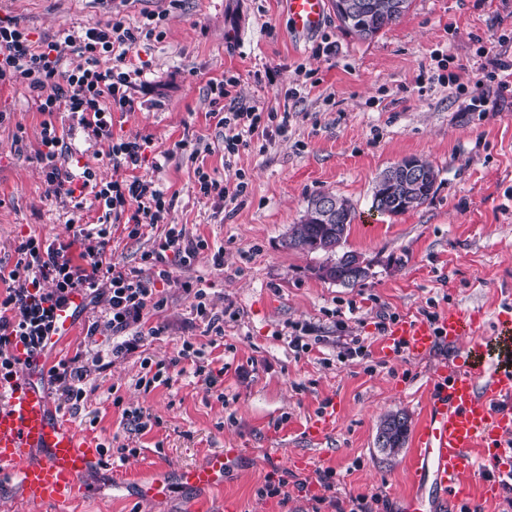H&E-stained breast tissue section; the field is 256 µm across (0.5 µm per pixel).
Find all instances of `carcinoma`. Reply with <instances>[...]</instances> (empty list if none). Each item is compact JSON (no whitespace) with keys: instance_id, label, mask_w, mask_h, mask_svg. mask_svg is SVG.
Segmentation results:
<instances>
[{"instance_id":"1","label":"carcinoma","mask_w":512,"mask_h":512,"mask_svg":"<svg viewBox=\"0 0 512 512\" xmlns=\"http://www.w3.org/2000/svg\"><path fill=\"white\" fill-rule=\"evenodd\" d=\"M371 10L362 22L347 23L338 18L341 25L360 39H371L384 28L398 21L410 9L411 0H402L403 7L394 9L395 0H365ZM427 178L417 181L415 179H397L388 177L391 169H386L376 180L372 194L371 209L381 215L402 214L423 205L435 193V186L439 177V170L428 160H423ZM323 197L334 202L338 210V218L327 222L304 219L298 224L291 225L283 246L289 250L303 253H322L326 256L319 269L326 271L322 279L353 287L360 283L358 279L345 276L340 266L341 258L346 255L355 256V253L339 252L346 240L350 225L356 219V211L349 200L340 196L325 193ZM395 423V431L390 440L389 450L397 453L404 445L408 432V418L403 413H389L384 416L383 422Z\"/></svg>"}]
</instances>
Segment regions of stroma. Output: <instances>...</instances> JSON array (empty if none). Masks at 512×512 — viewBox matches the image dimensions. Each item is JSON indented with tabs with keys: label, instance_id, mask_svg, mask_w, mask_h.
<instances>
[{
	"label": "stroma",
	"instance_id": "obj_1",
	"mask_svg": "<svg viewBox=\"0 0 512 512\" xmlns=\"http://www.w3.org/2000/svg\"><path fill=\"white\" fill-rule=\"evenodd\" d=\"M164 14L162 40L136 46L126 61L142 65L129 112H113L114 137L146 135L169 151L161 168L145 161L137 176L172 196L166 224L137 238L114 233L113 261L142 266V256L163 237L167 224L182 225L207 241L193 264L176 268L162 294L166 306L148 317L163 326L134 353L106 370L96 355L111 351L106 302H91L76 316V329L49 352L51 364L81 355L91 369L80 407L67 419L100 443L135 448L125 467L157 463L183 467L219 448L240 455L222 486L207 491L208 512H336L337 501L361 495L387 512H402L413 491V442L392 454L378 448L377 430L389 412L408 415L418 429L426 412L431 377L452 364L457 348L439 344L424 359L383 356L375 324L380 315L419 318L421 310L456 307L491 322L512 305V92L490 99L486 111L468 108L472 79L489 63L488 40L505 37L512 60V0H412L409 11L374 39L362 40L328 13L324 27L305 39L289 27L287 0H0V20L33 37L81 32L113 16L137 24L143 13ZM332 42V55L318 46ZM458 74L460 90L437 80L440 68ZM315 83L299 95L287 90L297 69ZM236 77L240 104L291 115L288 131L224 158L221 129L212 117L209 84ZM45 116L20 86L0 85V265L13 267L22 239L72 237L71 203L47 185L37 153ZM77 145L72 156L97 165L110 179L109 161H95L107 144L78 118L57 114ZM200 143L198 158L178 150L180 140ZM408 156L428 159L440 175L433 198L396 216L370 212L380 174ZM243 170L246 193L234 202L200 194L197 168ZM322 193L347 198L357 217L343 244L371 265L353 287L320 279L321 253L284 248L290 225ZM224 248L215 268L210 250ZM203 278L215 313L224 319V344H209L183 281ZM97 326L88 337L89 326ZM309 343L295 350L290 334ZM371 344L369 356L340 355L347 337ZM205 353L221 371L217 389L177 377L172 387L144 391L136 382L143 359L170 360L183 342ZM140 407L155 424L139 431L123 411ZM334 411L336 425L322 438L312 423ZM282 468L306 483L289 501L260 495L265 477ZM332 469L335 487L324 490L318 471ZM98 496H78L67 512H190L193 497L178 494L153 503L138 500L136 485L122 491L94 477Z\"/></svg>",
	"mask_w": 512,
	"mask_h": 512
}]
</instances>
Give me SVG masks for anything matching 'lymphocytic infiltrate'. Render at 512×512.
<instances>
[{
  "instance_id": "lymphocytic-infiltrate-1",
  "label": "lymphocytic infiltrate",
  "mask_w": 512,
  "mask_h": 512,
  "mask_svg": "<svg viewBox=\"0 0 512 512\" xmlns=\"http://www.w3.org/2000/svg\"><path fill=\"white\" fill-rule=\"evenodd\" d=\"M162 21V15L155 13L143 14L134 25L115 17L103 26L56 41H35L27 29L17 24H0V83L25 86L34 94L39 111L47 116L41 124L42 148L38 154L46 183L55 193L69 197L74 214H81L93 201L102 210L97 224L79 228L73 239L27 237L16 248L18 259L13 268L0 266V282L6 286V294L0 299V374H15L19 363L18 358L8 354V347L22 346L30 355L48 347L55 308L73 289L85 285L91 286L93 295H108L107 323L117 341L111 356L97 358L99 369H106L110 358L137 349L141 336L131 333L130 327L144 315L164 307L159 287L171 281L173 268L191 265L199 251L207 247L206 241L190 238L184 228L173 224L167 225L157 247L143 256L151 274L113 262L108 245L115 222L128 216L124 231L128 237H139L145 228L166 224L171 202L166 192L150 180L135 177L103 181L89 166L81 175H74L61 162L64 132L50 119L57 112L78 116L82 124L93 127L98 136L108 140L107 156L114 167L140 168L147 150L153 146L151 138L113 139L112 113L133 110L132 72L125 69L124 63L139 42L163 38ZM66 46L80 53L83 65L63 68L62 49ZM104 56L115 58V65L101 68L99 61ZM236 84V77L231 76L210 85L215 98L229 101L228 106L211 112L224 131V156L228 159L270 132H287L290 119L286 112L232 101L230 89ZM82 239L94 240V247L73 254L76 241ZM183 360L190 361L193 376L202 378L209 387H217L218 376L206 365L201 350L188 341L170 361H143L145 373L138 379V386L147 391L170 386V370ZM87 375L86 367L76 358L50 369V386L60 407L78 409L84 399Z\"/></svg>"
}]
</instances>
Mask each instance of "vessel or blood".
Wrapping results in <instances>:
<instances>
[{"instance_id": "obj_1", "label": "vessel or blood", "mask_w": 512, "mask_h": 512, "mask_svg": "<svg viewBox=\"0 0 512 512\" xmlns=\"http://www.w3.org/2000/svg\"><path fill=\"white\" fill-rule=\"evenodd\" d=\"M287 2L295 35L307 37L321 28L327 0ZM83 305V292L69 294L54 312L56 335L71 333ZM441 341L458 345L459 354L452 366L433 372L432 400L417 431L413 464L426 491L406 497L404 512H461L476 498L500 494L501 476L512 472V363L503 356L512 348V311L499 313L485 331L474 315L455 307L433 321L405 319L392 326L381 349L387 356L419 359ZM46 375L36 362L0 376V474L18 482L27 502L63 507L103 458L96 440L54 410ZM236 457V449L221 448L198 465L150 468L137 478L139 498L154 501L223 485ZM486 466L493 476L467 480V473Z\"/></svg>"}]
</instances>
